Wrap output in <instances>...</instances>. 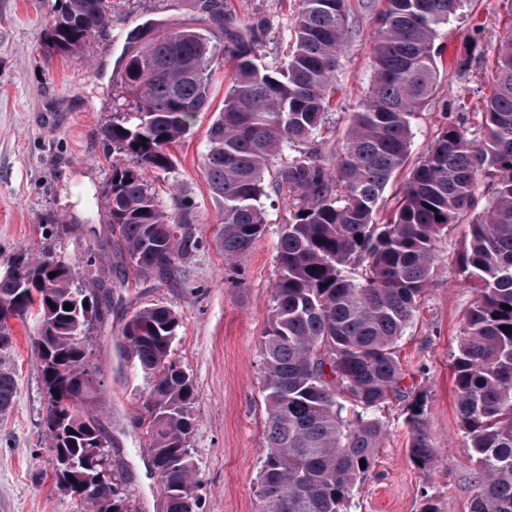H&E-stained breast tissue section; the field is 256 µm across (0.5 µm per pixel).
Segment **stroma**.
<instances>
[{"label": "stroma", "instance_id": "35a3bbf8", "mask_svg": "<svg viewBox=\"0 0 512 512\" xmlns=\"http://www.w3.org/2000/svg\"><path fill=\"white\" fill-rule=\"evenodd\" d=\"M55 0H0V273L17 259L61 260L73 282L94 289L93 274L112 277V304L104 324L84 337L105 395L99 405L112 438V483L128 512H162V490L149 471L147 423L142 403L151 377L120 357L123 328L136 310L154 304L181 320L172 358L193 379L192 450L199 512H259L258 474L265 448L266 411L261 392L262 341L269 326L277 280L276 243L289 218L287 195L261 197L266 229L245 258L226 263L218 243L222 208L202 171L208 133L231 85L233 66L222 61L207 111L174 144L170 172L146 170L159 202L173 210L191 200L196 246L178 261L177 280L138 275L114 251L103 218L100 191L124 157L106 151L102 132L122 107L123 53L138 31L148 42L171 30L192 28L223 46L224 34L202 21L196 0H112L102 32L77 55L49 57L46 28ZM240 29H254L261 63L283 60L291 44L298 0H224ZM349 25L329 120L317 138L321 158L334 166L353 112L363 101L372 68L371 34L377 9L368 0H347ZM512 16L500 0H464L458 15L435 39L441 67L435 96L412 123L410 162H418L442 128L481 123L490 93L498 44ZM481 52L468 72L457 68L471 40ZM469 217L450 224L437 243L438 270L419 314L396 354L407 385L427 394L428 430L437 460L419 468L409 453L402 402L381 413L385 435L366 479L350 498L349 512H419L423 495L441 512H469L472 463L463 446L455 403L451 356L475 293L462 283L458 264ZM16 383L9 412L0 413V512H90L61 491L52 478L53 445L43 429L46 397L29 328L15 324L13 345L0 351Z\"/></svg>", "mask_w": 512, "mask_h": 512}]
</instances>
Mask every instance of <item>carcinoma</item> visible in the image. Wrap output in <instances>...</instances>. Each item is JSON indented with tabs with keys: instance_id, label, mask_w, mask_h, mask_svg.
I'll use <instances>...</instances> for the list:
<instances>
[{
	"instance_id": "cac0c4a2",
	"label": "carcinoma",
	"mask_w": 512,
	"mask_h": 512,
	"mask_svg": "<svg viewBox=\"0 0 512 512\" xmlns=\"http://www.w3.org/2000/svg\"><path fill=\"white\" fill-rule=\"evenodd\" d=\"M300 4L291 49L265 65L254 41L224 16V0L209 8L197 0L198 10L224 31V54L234 69L202 162L223 208L226 260L243 259L264 233L265 171L283 145H300L271 183L276 193L288 191L292 210L277 239L279 275L263 341L260 512H347L384 436L375 412L394 401L406 403L410 456L422 466L435 461L425 395L405 387L396 347L436 273V243L458 216L475 209L482 175L492 180L493 200L468 224L459 272L477 299L451 370L473 462L469 512H512V31L499 46L479 134L446 126L383 221L380 196L407 163L412 120L437 87V31L462 0H380L373 78L334 172L313 144L327 120L330 83L346 42V0ZM111 13V0H58L46 33L49 55L79 53ZM215 62L206 35L179 30L133 49L124 64L127 108L112 114L103 137L127 164L112 166L102 196L112 246L142 276L175 277L180 256L195 246L191 206L181 202L178 216L168 215L140 170H170L166 148L208 109ZM20 272L27 296L20 298L14 277L0 275V310L30 324L47 409L60 413L44 423L65 461L54 467L55 482L73 495L82 474L103 470L102 457L91 453L99 438H108L97 408L74 422L63 406L67 395L100 402L101 383L90 376L82 341L85 327L101 319L99 296L73 286L63 262L26 261ZM67 303L73 309H64ZM179 325L165 305L141 308L124 325V352L152 376L146 434L150 461L162 472L165 512H198L188 448L197 391L171 359ZM14 397V376L0 369V412ZM80 502L93 512H123V500L105 482L96 497Z\"/></svg>"
}]
</instances>
